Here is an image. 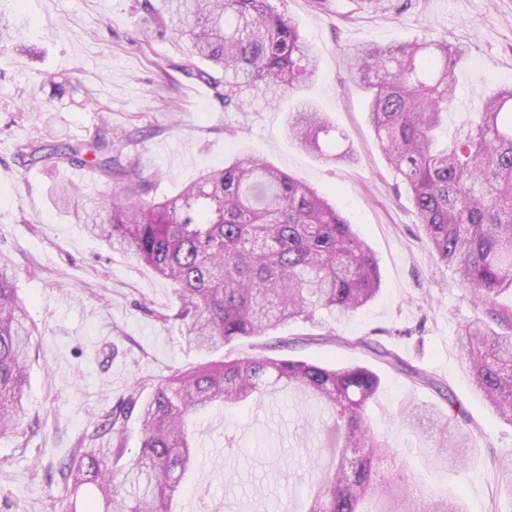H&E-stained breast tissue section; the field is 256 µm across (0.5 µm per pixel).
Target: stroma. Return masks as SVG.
<instances>
[{
    "label": "stroma",
    "mask_w": 512,
    "mask_h": 512,
    "mask_svg": "<svg viewBox=\"0 0 512 512\" xmlns=\"http://www.w3.org/2000/svg\"><path fill=\"white\" fill-rule=\"evenodd\" d=\"M272 4L314 47L319 66L303 94L349 136L351 162L329 166L299 147L286 131L287 108L272 109L261 98L225 106L197 77L202 64L185 41L167 35L141 40L135 0H20L12 6L14 25L27 30L33 55L18 61L0 48V251L13 260L33 336L25 410L0 434V512H55L64 491L59 469L77 442L123 408L135 388L151 390L205 360L166 318L177 303L173 284L112 250L49 196L60 183L88 196L106 195L115 181L68 164L27 169L15 155L22 141L65 144L98 134L131 135L123 157L153 175L158 199L176 196L239 153L265 158L326 196L373 252L378 296L343 322L322 312L314 322L236 341L233 354L367 366L369 357L333 343L280 348L276 342L337 333L388 345L462 402L472 453L456 471L428 467L425 440L402 426L396 412L403 400L441 406L444 396L385 371L369 406L393 447L377 462L378 482L408 474L419 493L460 495L466 512H512L494 466L512 452V425L474 390L457 344L459 327L478 317L512 334V288L483 304L434 260L410 196L378 147L365 94L342 63L344 52L363 43L385 47L448 37L467 51L455 70L458 101L448 114L449 129H456L466 117L465 100L512 86V0H412L398 15L368 11L363 0ZM33 95L41 111L31 110ZM325 421L314 401L291 392L212 411L195 426L204 458L180 489L176 512H196L202 497L212 512H300L315 469L331 461L320 433ZM228 434L242 448L240 458H221ZM260 435L276 443L277 453L257 448Z\"/></svg>",
    "instance_id": "1"
}]
</instances>
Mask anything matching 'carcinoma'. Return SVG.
I'll return each instance as SVG.
<instances>
[{"instance_id":"cac0c4a2","label":"carcinoma","mask_w":512,"mask_h":512,"mask_svg":"<svg viewBox=\"0 0 512 512\" xmlns=\"http://www.w3.org/2000/svg\"><path fill=\"white\" fill-rule=\"evenodd\" d=\"M372 9L399 14L411 0H364ZM141 34L156 31L188 41L192 56L213 72L197 76L224 87V104L291 95L314 75L317 57L298 27L271 0H141ZM0 43L15 58L28 56L13 35L11 12L0 3ZM462 48L445 38L424 37L396 47L361 44L343 62L359 81L368 120L387 162L400 176L423 226L432 256L455 268L462 287L482 300L512 287V87L496 89L468 115L455 135L443 137L456 103L455 66ZM303 99L288 113V135L327 164L353 158L352 143ZM112 141L101 138L59 150L28 142L17 148L24 167L60 163L92 166L120 180L119 190L83 198L82 189L60 184L56 207L74 210L112 247L151 267L176 285L178 306L165 317L179 323L186 341L207 353L240 339L260 337L292 322L311 323L319 312L341 321L379 292L371 249L328 200L293 175L243 154L186 185L173 199H147L140 168L123 164ZM107 214V220L101 214ZM32 337L27 306L12 282L10 260L0 254V427L24 410L26 353ZM457 339L474 389L495 414L512 425V335L476 319ZM336 340L370 355L380 367L413 385L442 391L435 377L394 350L365 338ZM381 383L361 365L336 366L293 358L225 357L177 374L145 400L133 392L127 412L138 410L143 429L135 459L119 466L116 447L74 449L60 469L65 488L92 484L104 512H172L175 494L199 463L190 425L224 406H240L286 390L317 397L333 419L326 428L336 464L315 471L317 489L303 512H361L372 462L392 451L366 412ZM448 410L408 401L398 418L430 442L427 461L442 469L462 466L469 449L461 429V403L445 397ZM505 491L512 495V453L497 459ZM378 512H464L457 501L417 495L412 485L387 487Z\"/></svg>"}]
</instances>
